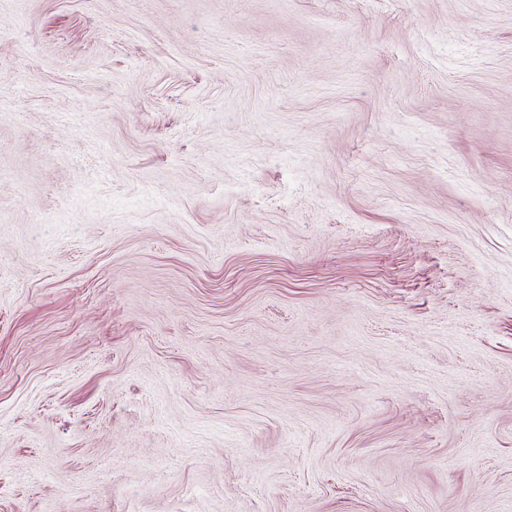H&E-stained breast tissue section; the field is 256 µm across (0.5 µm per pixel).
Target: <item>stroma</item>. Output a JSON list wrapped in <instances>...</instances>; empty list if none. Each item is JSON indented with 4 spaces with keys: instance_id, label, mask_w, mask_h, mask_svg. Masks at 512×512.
I'll use <instances>...</instances> for the list:
<instances>
[{
    "instance_id": "35a3bbf8",
    "label": "stroma",
    "mask_w": 512,
    "mask_h": 512,
    "mask_svg": "<svg viewBox=\"0 0 512 512\" xmlns=\"http://www.w3.org/2000/svg\"><path fill=\"white\" fill-rule=\"evenodd\" d=\"M0 512H512V0H0Z\"/></svg>"
}]
</instances>
